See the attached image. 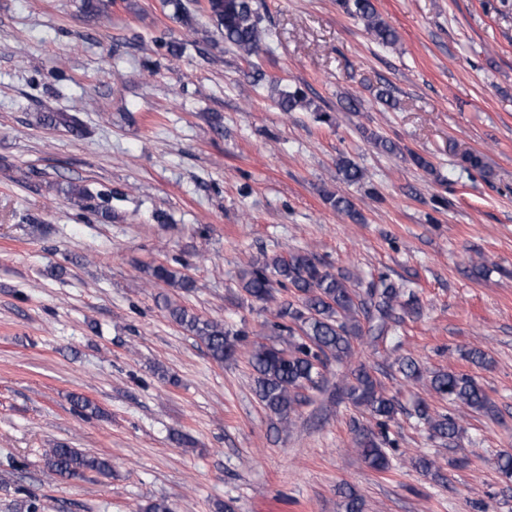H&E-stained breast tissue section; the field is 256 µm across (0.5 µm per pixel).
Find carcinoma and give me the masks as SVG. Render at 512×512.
Returning a JSON list of instances; mask_svg holds the SVG:
<instances>
[{
    "label": "carcinoma",
    "mask_w": 512,
    "mask_h": 512,
    "mask_svg": "<svg viewBox=\"0 0 512 512\" xmlns=\"http://www.w3.org/2000/svg\"><path fill=\"white\" fill-rule=\"evenodd\" d=\"M165 4L172 7L173 19L187 29L193 28L194 15L183 0H165ZM339 4L349 16L363 23L376 43L387 47L398 40L396 31L381 18L373 0H339ZM204 11L224 42L244 60L264 51L261 18L252 8L251 0H207ZM275 103L283 112L308 110L312 106L299 88L278 91ZM36 121L45 127L62 126L74 135L79 134L73 119L63 112H43L36 116ZM336 168L341 180L348 184H357L365 177L364 169L347 156L338 159ZM60 192L75 204L92 198L87 187L74 182L60 188ZM326 203L336 213L355 222L361 219L354 203L346 196L329 193ZM147 272L154 280L171 288L184 291L194 288L189 276L163 263L148 267ZM277 286L292 291L296 298V302L282 304L278 310V316L288 320L280 325L287 336V347L256 341L246 355L254 372L258 400L283 423L288 422L290 414L303 402L304 391L320 387L323 370L331 361L341 364L352 357L355 339L364 335L385 336L401 320L396 310L417 314L420 309L419 298L414 293L405 291L385 276L370 283L364 293L357 292L349 275L331 271L308 250L290 251L285 256L265 254L251 262L241 274L242 290L255 302L276 301ZM163 306L172 321L198 338L215 361L222 363L235 354L243 331L204 319L167 298L163 299ZM397 364L399 372L407 378L422 376L420 364L412 357H403ZM351 376L352 380L343 386V393L354 406L368 411L381 428L378 436L356 429L357 451L370 468L387 472L391 468V456L386 448L390 444L386 429L401 412V406L365 366L354 369ZM429 391L450 404L462 403L484 413L494 410V402L487 392L467 374L435 371L429 379ZM415 414L433 436L450 443L457 438L458 425L451 416L431 414L423 401L417 403ZM46 458L49 473L61 478H79L88 472L112 474L110 458L66 444L49 449Z\"/></svg>",
    "instance_id": "1"
}]
</instances>
